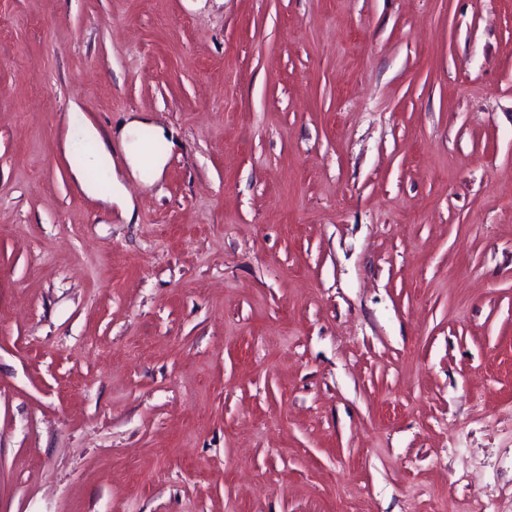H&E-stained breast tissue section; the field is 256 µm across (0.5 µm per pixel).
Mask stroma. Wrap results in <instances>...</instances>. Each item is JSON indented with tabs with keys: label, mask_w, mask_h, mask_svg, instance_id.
I'll return each mask as SVG.
<instances>
[{
	"label": "stroma",
	"mask_w": 512,
	"mask_h": 512,
	"mask_svg": "<svg viewBox=\"0 0 512 512\" xmlns=\"http://www.w3.org/2000/svg\"><path fill=\"white\" fill-rule=\"evenodd\" d=\"M0 512H512V0H0ZM146 130H151L156 138L167 142L168 134L164 128L153 125L148 118L136 112L129 115L118 134L131 175L144 184H152L161 177L173 143L169 144L167 154H154L141 139ZM80 135L81 140L88 145V150L83 167L75 171V179L86 192L93 193L96 191V185L95 181L89 177L88 172H104L111 182L110 196L107 200L117 205L125 215L130 217L133 205L125 192L122 180L119 179L117 173L113 170L112 156L106 142L103 141L96 128L92 125L83 128Z\"/></svg>",
	"instance_id": "stroma-1"
}]
</instances>
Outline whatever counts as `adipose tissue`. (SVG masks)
<instances>
[{
	"label": "adipose tissue",
	"mask_w": 512,
	"mask_h": 512,
	"mask_svg": "<svg viewBox=\"0 0 512 512\" xmlns=\"http://www.w3.org/2000/svg\"><path fill=\"white\" fill-rule=\"evenodd\" d=\"M147 130L152 131L158 139L164 140L168 137L164 128L152 126L148 118L136 113L129 115L118 134L131 175L142 183L150 184L161 177L167 158L154 154L143 143L142 135ZM81 139L87 144L88 150L83 167L75 172L77 182L86 192H94L96 185L90 174L94 171L104 172L111 182L110 202L117 205L124 214H131L132 202L125 192L122 180L113 170L112 156L106 142L103 141L96 128L90 125L83 128Z\"/></svg>",
	"instance_id": "ef3b65f1"
}]
</instances>
